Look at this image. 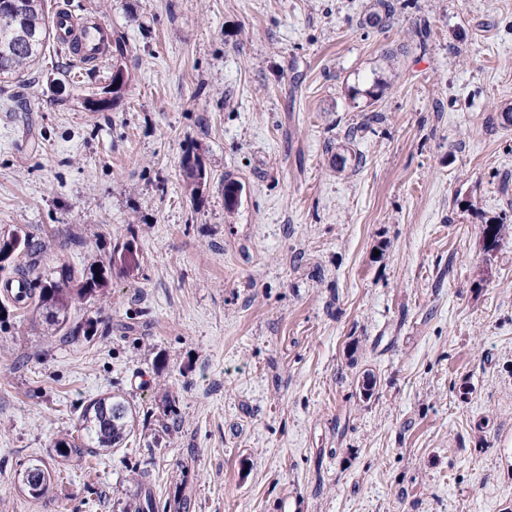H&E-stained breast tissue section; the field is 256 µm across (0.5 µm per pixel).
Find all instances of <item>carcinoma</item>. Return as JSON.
<instances>
[{
  "label": "carcinoma",
  "mask_w": 512,
  "mask_h": 512,
  "mask_svg": "<svg viewBox=\"0 0 512 512\" xmlns=\"http://www.w3.org/2000/svg\"><path fill=\"white\" fill-rule=\"evenodd\" d=\"M9 13L0 16V76L24 74L50 38L51 17L44 0H11ZM186 182L198 193L207 180L202 163H182ZM44 243L21 231L0 232V287L4 301L0 308L30 310L44 318L50 336L90 335L94 323L80 318L85 303L107 287L112 269L127 276L139 270L135 239L113 250L107 258H90L80 268L63 266L51 273L43 266ZM134 432V413L124 398L109 394L89 400L82 410L78 436L55 443L61 458L80 456L84 449L110 452ZM51 482V473L42 467L22 475V485L32 498L40 486Z\"/></svg>",
  "instance_id": "obj_1"
}]
</instances>
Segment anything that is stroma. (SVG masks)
Segmentation results:
<instances>
[{
  "label": "stroma",
  "mask_w": 512,
  "mask_h": 512,
  "mask_svg": "<svg viewBox=\"0 0 512 512\" xmlns=\"http://www.w3.org/2000/svg\"><path fill=\"white\" fill-rule=\"evenodd\" d=\"M376 2L46 0L127 51L84 69L47 41L25 112L0 83V228L52 268L132 238L140 268L88 303L93 336L0 324V512H133L141 474L158 512H512V230L481 234L512 227V0L374 25ZM109 393L134 435L60 459ZM190 157L198 158L199 162L196 164L186 163L185 159ZM182 168L185 180L189 184V186L192 187V192L195 195L200 191L201 187H203L207 180L206 170L200 158L193 152L191 153L189 149L185 151L182 157ZM42 468L34 469L27 474L22 475V485L31 498H38L43 492L39 493L38 489L45 482H51V473L48 468L41 462L37 461Z\"/></svg>",
  "instance_id": "35a3bbf8"
}]
</instances>
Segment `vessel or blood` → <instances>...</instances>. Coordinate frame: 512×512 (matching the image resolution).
<instances>
[{
  "mask_svg": "<svg viewBox=\"0 0 512 512\" xmlns=\"http://www.w3.org/2000/svg\"><path fill=\"white\" fill-rule=\"evenodd\" d=\"M55 41L80 67L100 63L112 38V29L103 19L90 15L74 16L58 8L53 16Z\"/></svg>",
  "mask_w": 512,
  "mask_h": 512,
  "instance_id": "1",
  "label": "vessel or blood"
}]
</instances>
